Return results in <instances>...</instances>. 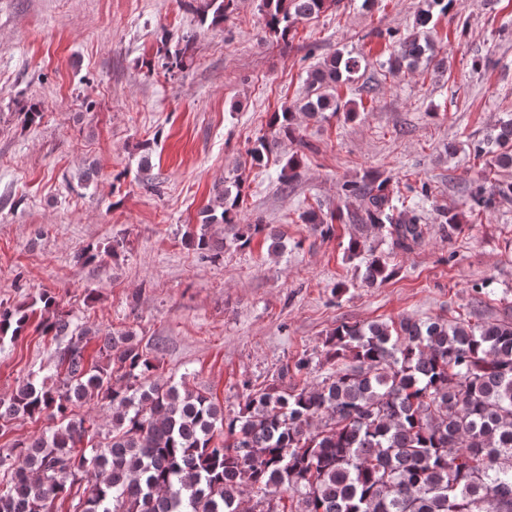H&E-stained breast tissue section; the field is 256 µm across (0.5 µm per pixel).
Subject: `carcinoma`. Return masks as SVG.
Segmentation results:
<instances>
[{"label": "carcinoma", "instance_id": "1", "mask_svg": "<svg viewBox=\"0 0 512 512\" xmlns=\"http://www.w3.org/2000/svg\"><path fill=\"white\" fill-rule=\"evenodd\" d=\"M341 0H259L265 38L285 41L303 20ZM458 0H424L412 30L397 39L392 73L435 57L427 31L434 12ZM202 26L217 27L234 0H188ZM184 40L166 50L170 71L193 60ZM359 57L338 52L307 72L306 94L272 113V137L249 149L260 164L283 139H296L298 118L343 111L336 95L355 81ZM474 157L512 169V118L476 141ZM298 156L281 167L282 189L296 178ZM359 202L351 221L377 229L391 249L424 240L420 206L385 180L367 174L343 185ZM478 208L512 203V181L472 193ZM245 187L240 177L217 186L188 243L202 254L224 249L213 224L235 230L243 248L264 224L239 225ZM303 221L327 234L335 216L308 209ZM363 278L383 283L395 270L363 236L348 244ZM42 333L62 339L55 380L29 377L0 397V426L22 415L55 427L0 453V512H53L71 499L72 512H512V319L472 323L457 318L342 323L325 340L336 371L315 386L269 385L224 409L186 382L160 380L129 333L103 332L80 321L44 291L15 307L0 306V346L16 340L34 314ZM98 356L86 357L90 340ZM90 404L110 411L101 427L77 412Z\"/></svg>", "mask_w": 512, "mask_h": 512}]
</instances>
